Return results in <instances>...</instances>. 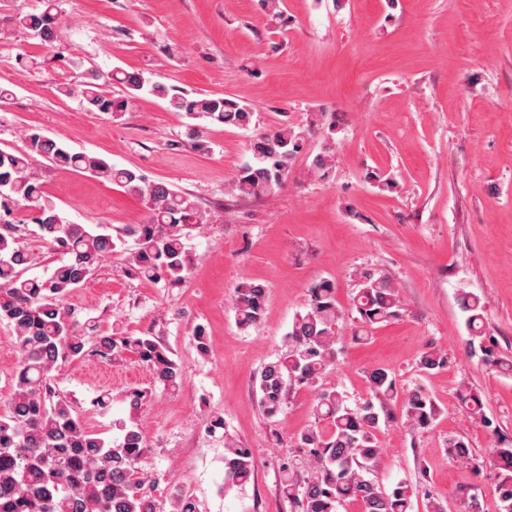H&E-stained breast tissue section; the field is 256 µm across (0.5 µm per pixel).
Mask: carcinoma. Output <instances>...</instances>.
<instances>
[{"instance_id": "obj_1", "label": "carcinoma", "mask_w": 512, "mask_h": 512, "mask_svg": "<svg viewBox=\"0 0 512 512\" xmlns=\"http://www.w3.org/2000/svg\"><path fill=\"white\" fill-rule=\"evenodd\" d=\"M59 4L60 0H42L39 10L13 16L6 26L50 47L56 41ZM112 84L121 85L125 95L107 91ZM141 91L181 114L186 143L194 147L209 124L246 128L252 122L251 109L233 99L191 96L174 86L152 82L139 71H88L82 80L59 86L61 94L79 100L86 111L101 112L114 120L129 111ZM306 139L305 128L288 123L256 135L249 143L251 161L230 179L228 190L255 197L281 189ZM36 155L119 185L146 206L149 220L114 236L100 225L68 221L31 172ZM13 208L35 212L38 237L68 259L44 280L25 277L23 270L35 258L21 244L13 225L0 226V322L12 328L19 351L13 393L0 411V512H200L196 498L181 488L173 489L164 502L153 494L157 478L147 470L149 447L135 417L142 391H127L129 416L118 422L119 436L110 439L88 430L73 402L52 386V373L60 360L90 355L110 362L126 353L146 365L156 386L174 390L181 385L182 366L160 337L150 332L91 336L73 318L66 300L125 235L135 241L125 257L131 273L151 282H183L190 269L187 241L192 231L206 223L196 202L162 181H150L135 170L73 152L33 132L28 136L27 152L0 151V212L7 216ZM265 297V286L260 283L245 282L236 288L234 309L241 326L262 318ZM352 305L361 322L352 339L365 341L372 328L398 316L399 291L387 276L364 271ZM461 308L478 340L482 360L494 371L512 373V360L485 345L480 299L465 296ZM341 319L334 284L323 280L311 286L306 311L296 316L286 335L288 350L265 364L257 378L259 406L268 417L283 412L288 385H314L335 364ZM445 363L433 350L422 352L418 359L425 372ZM368 381L376 398L393 401L401 395L394 377L383 368L372 370ZM401 396L409 425L430 427L437 414L431 399L419 389ZM380 423L381 414L373 401L353 408L342 392H319L314 424L295 437L297 446L306 450L310 476L300 481L291 465L281 468L282 492L291 512H340L351 502L358 503L362 512H412L415 490L411 485L400 481L387 490L375 477L382 455L376 437ZM494 453L499 469L498 512H512V443L501 442ZM448 454L458 463L472 458L469 444L459 437L448 439ZM255 471L252 450L224 436V488L252 483Z\"/></svg>"}]
</instances>
